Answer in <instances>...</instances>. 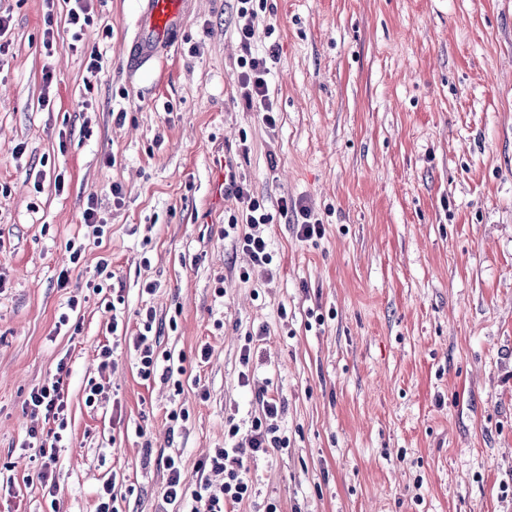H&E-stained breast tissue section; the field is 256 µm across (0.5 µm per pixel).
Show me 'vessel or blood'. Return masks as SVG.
Segmentation results:
<instances>
[{"label":"vessel or blood","mask_w":512,"mask_h":512,"mask_svg":"<svg viewBox=\"0 0 512 512\" xmlns=\"http://www.w3.org/2000/svg\"><path fill=\"white\" fill-rule=\"evenodd\" d=\"M186 0H144L139 12L131 47L127 52L131 67L145 65L154 59L160 47L166 44L183 22ZM217 172L216 200L232 197L240 180L236 164L231 158L214 161Z\"/></svg>","instance_id":"1"}]
</instances>
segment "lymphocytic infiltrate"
Wrapping results in <instances>:
<instances>
[{"instance_id":"obj_1","label":"lymphocytic infiltrate","mask_w":512,"mask_h":512,"mask_svg":"<svg viewBox=\"0 0 512 512\" xmlns=\"http://www.w3.org/2000/svg\"><path fill=\"white\" fill-rule=\"evenodd\" d=\"M238 36L242 52L239 59L240 99L247 108L261 112L263 121L268 125H275V107L269 95L267 77L270 73L269 64L275 60L276 53L272 50L262 53L256 49L255 31L251 27H242ZM235 198L241 206V216L230 219L228 228L237 231L239 224H247V233H239L237 242L250 255L255 266L266 267L271 264L272 255L260 227L270 223L271 216L247 185L237 187ZM153 323V312H146L133 338L138 372L142 379L157 376L161 381L168 382L174 376L175 367L171 364L160 366L152 338ZM27 406L31 415H43L48 425L44 431L34 428L29 431L30 437L40 442L33 461L38 467V478L46 483L52 476L57 450L68 426L62 377H55L47 384L33 389ZM283 410L284 405L280 400L269 398L263 400L262 414L252 419L249 428L230 424L228 435L233 441L232 446L215 449L212 455L199 463L196 480L192 482L195 485L194 491L186 489L190 482L180 460L172 457L164 459L167 478L160 512H169L170 507L180 504L188 493L192 494L195 501L191 512H224L226 505L238 504L251 497L253 485L246 475L243 453L248 450L257 455L271 448L287 447V439L277 436L271 424L272 418L278 417Z\"/></svg>"}]
</instances>
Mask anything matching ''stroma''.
Returning <instances> with one entry per match:
<instances>
[{"instance_id": "stroma-1", "label": "stroma", "mask_w": 512, "mask_h": 512, "mask_svg": "<svg viewBox=\"0 0 512 512\" xmlns=\"http://www.w3.org/2000/svg\"><path fill=\"white\" fill-rule=\"evenodd\" d=\"M140 4L96 0L76 51L65 0H0V512H95L109 480L119 512H157L162 457L193 474L269 397L288 445L249 459L234 512H512V0H260L272 127L239 99L237 0H189L132 72ZM92 48L107 66L90 81ZM224 152L272 216L268 274L220 234L238 207L212 194ZM92 194L100 237L82 222ZM283 197L323 236L301 240ZM147 307L158 351L184 359L181 392L143 380L107 328L136 330ZM61 362L51 495L22 444Z\"/></svg>"}]
</instances>
